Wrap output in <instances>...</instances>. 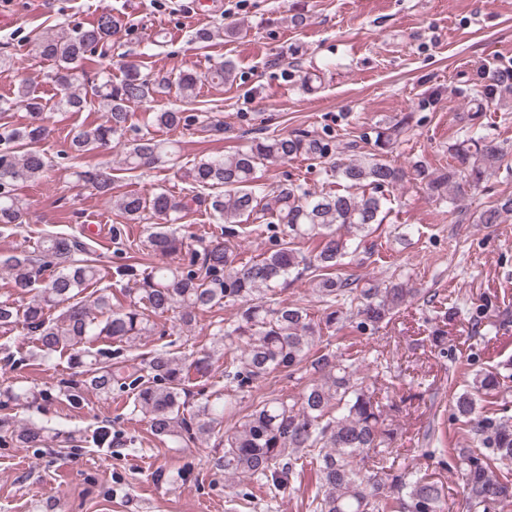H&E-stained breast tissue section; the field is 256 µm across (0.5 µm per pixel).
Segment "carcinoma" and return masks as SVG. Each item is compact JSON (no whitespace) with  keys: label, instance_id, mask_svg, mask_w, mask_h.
<instances>
[{"label":"carcinoma","instance_id":"cac0c4a2","mask_svg":"<svg viewBox=\"0 0 512 512\" xmlns=\"http://www.w3.org/2000/svg\"><path fill=\"white\" fill-rule=\"evenodd\" d=\"M113 17L101 14L88 27L61 26L36 38L31 51L52 62L48 79L59 99L48 105L22 83L13 99H0V112L23 108L28 123L0 125V227L20 225L26 203L16 187L44 176L51 160L37 148L46 136L45 114L54 109L81 112L88 97L97 99L103 120L67 135L75 156L127 139L133 130L129 107L146 104L160 94L175 92L182 100L197 96L202 76L193 70L177 74H142L133 65L122 76L101 66L112 45ZM100 67L98 82L86 86L85 68ZM207 78L218 83L234 79L228 61L212 65ZM458 97L474 110L512 103V67L483 63L477 79L466 78L456 88ZM377 133L374 151L338 161L330 142L307 131L252 140L247 149L201 159L189 171L198 193L188 198L161 190L129 193L117 201L122 216L140 224L156 220L146 247L163 258L183 255L176 264L118 265L113 277L131 285L125 305L112 303L110 287L99 288L100 268L90 257L88 244L61 235L39 237L31 252L0 256L18 298H0V328L16 326L33 337L44 358L67 357L87 378L81 388L65 394L80 404L84 388L104 398L112 392L132 396L130 413L147 420L152 434L184 443L218 436L224 455L214 467L230 478H247L276 496L292 487L307 466L315 469L318 491L309 502L312 512H445L448 491L428 473L399 462L394 430L385 425L387 404L377 395L371 378L357 365L334 352L312 353L316 344L332 345V335L344 306H354L355 328L378 332L387 327L400 307L410 302L412 289L402 282L355 286V279L336 270L344 259L372 254L368 240L385 219V193L406 178L427 181L431 192L453 204L465 187L477 189L500 169L509 155L503 145L473 133L453 135L448 154L454 164L434 176L420 162L406 169L388 160L396 137L409 125ZM147 123L169 131L187 130L202 123L197 113L165 109L151 113ZM164 154L162 142L146 131L130 140L123 157L128 170L150 164ZM297 158L328 165L325 174L342 189L312 191L290 183L277 189L256 184V169ZM78 181L102 194L112 192V166L100 163L77 173ZM208 205L219 231L200 250L185 251L186 242L175 224L190 204ZM512 216V195L500 196L475 217V224H503ZM282 226L280 247L247 262L237 261L235 239L243 222ZM313 240L310 255L293 248L296 240ZM310 272L322 303V317L308 308L275 299L276 288L288 278ZM235 306V317L220 320L212 333L211 351L224 355V390H205L207 357L190 359L167 347L139 352L142 339L154 334L153 317L177 312L180 327L190 328L203 311ZM59 309L55 316L51 310ZM107 339L116 348L96 346ZM309 369L315 378L299 398L284 394L261 396L249 413L224 428V415L237 405L236 395H252L269 377ZM201 384L194 404L191 388ZM504 384L500 373L476 374L474 391L452 397L453 416L465 423L477 447L447 456L444 448H423L422 457L442 467L453 462L461 471L466 512H498L512 503V481L497 476L492 465L512 462V422L487 414L478 406L480 395L491 396ZM10 402L29 405L37 394L7 387L0 392ZM38 448L49 438V428L37 424L15 426L0 421V439ZM92 444L110 448L112 426L97 427Z\"/></svg>","mask_w":512,"mask_h":512}]
</instances>
